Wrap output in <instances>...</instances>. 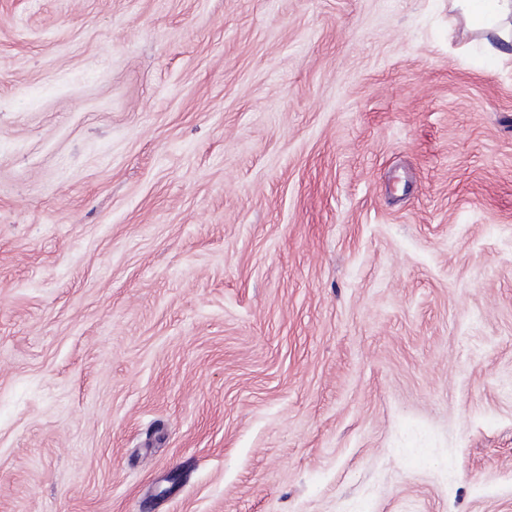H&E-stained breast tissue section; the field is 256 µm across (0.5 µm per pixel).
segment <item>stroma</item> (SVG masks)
<instances>
[{
	"instance_id": "obj_1",
	"label": "stroma",
	"mask_w": 512,
	"mask_h": 512,
	"mask_svg": "<svg viewBox=\"0 0 512 512\" xmlns=\"http://www.w3.org/2000/svg\"><path fill=\"white\" fill-rule=\"evenodd\" d=\"M495 40L0 0V512H512Z\"/></svg>"
}]
</instances>
